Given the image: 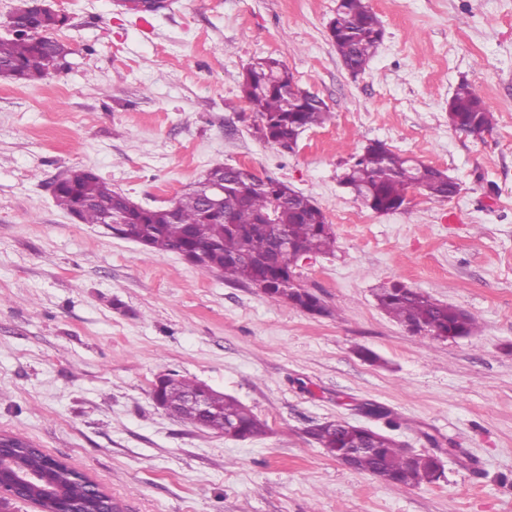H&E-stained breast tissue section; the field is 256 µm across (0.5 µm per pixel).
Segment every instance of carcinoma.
<instances>
[{
    "label": "carcinoma",
    "mask_w": 512,
    "mask_h": 512,
    "mask_svg": "<svg viewBox=\"0 0 512 512\" xmlns=\"http://www.w3.org/2000/svg\"><path fill=\"white\" fill-rule=\"evenodd\" d=\"M331 24V40L345 66L356 74L364 71L384 34L382 21L368 0H341ZM58 30L55 21L34 18L28 31L0 37V80L33 84L45 80L51 69H63L72 50L55 37ZM294 86L292 73L273 57L254 62L243 74L242 97L257 115L255 133L260 139L286 148L288 141L297 138V130L305 131L330 119L325 107L299 91L292 92ZM496 124L495 113L485 104L478 84L461 81L450 99L448 126L470 136L474 132L490 134ZM345 179L355 199L372 211H388L415 190L439 202L452 199L460 191L459 183L444 171L385 144L366 145L353 157ZM121 196L111 184L76 167L65 173L54 199L65 211L78 213L81 223L101 224L107 208L123 210ZM205 196V184L199 180L176 198L175 216L164 208L128 211L124 223L112 225V235L142 238L147 255L174 252L187 245L195 252L192 264L204 273H219L232 284L264 281L268 299L296 309L316 310L321 315L328 313L316 294L306 292L303 301L299 293L285 288L290 277L298 276L294 254L316 256L336 248L333 224L311 197L272 178L262 188H251L244 168L228 166L224 167V208L207 207ZM273 213L277 223H264ZM282 234L288 237L293 253L282 248ZM374 297L377 306L404 327H434L446 339L478 332L474 314L414 289L405 290L395 281L381 284ZM196 386L193 381L170 377L160 390V398L165 407L180 412L181 421L200 428L199 416L183 408L186 395ZM231 428L249 439L267 433L264 421L226 395L207 429H222L227 434ZM309 435L333 458L353 452V470L375 475L396 487H418L438 480L429 460L413 456L381 432L364 439L356 429L336 423L317 425ZM363 442L367 450H357ZM11 458L14 466L32 471L45 464L44 454L25 442L11 450ZM48 480L67 499H86L85 484L71 476L67 464L59 465Z\"/></svg>",
    "instance_id": "carcinoma-1"
}]
</instances>
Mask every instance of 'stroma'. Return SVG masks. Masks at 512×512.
Listing matches in <instances>:
<instances>
[{
  "label": "stroma",
  "mask_w": 512,
  "mask_h": 512,
  "mask_svg": "<svg viewBox=\"0 0 512 512\" xmlns=\"http://www.w3.org/2000/svg\"><path fill=\"white\" fill-rule=\"evenodd\" d=\"M369 2L384 38L354 75L327 33L336 0H173L144 18L60 0L67 67L0 81V433L65 460L126 512H512V0ZM260 57L331 113L293 148L260 140L242 100ZM464 79L498 119L482 141L448 125ZM372 140L447 171L460 193L365 208L340 176ZM216 165L322 208L337 250L299 272L329 315L74 223L50 189L82 167L166 207ZM388 280L475 314L480 333L412 335L375 303ZM169 374L235 397L268 433L181 422L152 399ZM336 419L437 455L441 478L398 488L342 465L308 434Z\"/></svg>",
  "instance_id": "obj_1"
}]
</instances>
